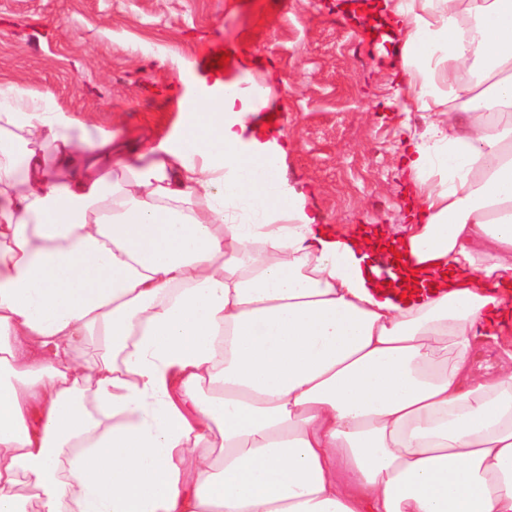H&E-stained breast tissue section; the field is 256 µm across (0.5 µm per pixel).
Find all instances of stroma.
Masks as SVG:
<instances>
[{
  "instance_id": "35a3bbf8",
  "label": "stroma",
  "mask_w": 512,
  "mask_h": 512,
  "mask_svg": "<svg viewBox=\"0 0 512 512\" xmlns=\"http://www.w3.org/2000/svg\"><path fill=\"white\" fill-rule=\"evenodd\" d=\"M400 36L352 18L347 0H0V82L50 93L61 110L129 141L173 143L204 94L194 60L230 53L225 82L269 86L295 140L284 176L323 223L399 236L415 205L400 163L404 112L391 73ZM263 59L244 72L243 54Z\"/></svg>"
}]
</instances>
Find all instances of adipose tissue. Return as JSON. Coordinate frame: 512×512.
I'll use <instances>...</instances> for the list:
<instances>
[{
  "instance_id": "obj_1",
  "label": "adipose tissue",
  "mask_w": 512,
  "mask_h": 512,
  "mask_svg": "<svg viewBox=\"0 0 512 512\" xmlns=\"http://www.w3.org/2000/svg\"><path fill=\"white\" fill-rule=\"evenodd\" d=\"M389 13L444 110L403 152L409 287L287 184L267 87L214 76L133 158L0 82V512H512V0Z\"/></svg>"
}]
</instances>
